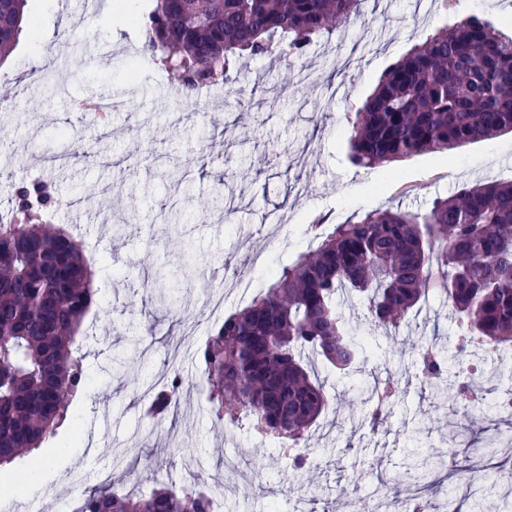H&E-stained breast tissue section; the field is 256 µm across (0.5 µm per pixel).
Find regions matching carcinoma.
Returning a JSON list of instances; mask_svg holds the SVG:
<instances>
[{
	"mask_svg": "<svg viewBox=\"0 0 512 512\" xmlns=\"http://www.w3.org/2000/svg\"><path fill=\"white\" fill-rule=\"evenodd\" d=\"M363 3L153 0L135 22L152 56L220 71V84L245 55L292 65L313 42L362 20ZM26 5L0 0V62L18 43ZM504 132H512V35L473 16L392 64L344 135L351 163L370 168ZM68 155L92 156L78 132ZM49 200L43 183H23L9 221H0V465L54 437L87 385L76 337L93 303L91 272L80 240L47 224ZM312 229L318 245L271 273L196 354L214 416H243L256 431L292 441L296 468L307 465L302 446L330 408L314 360L351 375L363 360L360 327L398 330L426 299L431 271L463 335L492 350L512 345V181L465 186L423 215L375 210ZM186 275L184 266L158 280L177 288ZM340 295L362 301L356 317L345 316ZM423 371L435 390L447 368L435 352ZM182 387L177 372L155 386L149 412H175ZM76 512H211V502L199 482L140 494L104 483Z\"/></svg>",
	"mask_w": 512,
	"mask_h": 512,
	"instance_id": "obj_1",
	"label": "carcinoma"
}]
</instances>
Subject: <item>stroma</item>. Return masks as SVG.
I'll use <instances>...</instances> for the list:
<instances>
[{"label": "stroma", "instance_id": "1", "mask_svg": "<svg viewBox=\"0 0 512 512\" xmlns=\"http://www.w3.org/2000/svg\"><path fill=\"white\" fill-rule=\"evenodd\" d=\"M364 8L380 24L340 29L290 66L245 61L195 112L144 52L138 29L83 26L79 0H28L26 17L38 20L39 35L22 32L0 64V93L16 94L13 111L0 112V212L14 205L24 171L38 167L56 224L81 225L94 237L108 219L112 234L79 334L88 388L74 399L67 429L40 449L43 463L27 493L15 478L27 458L0 472V512H74L88 486L98 485L115 443L139 444L179 486L190 481L182 448L200 449L209 483L224 490V512H340L337 486L372 495L378 479L399 473L414 442L454 496H464L458 468L470 456L447 440L467 404L451 393L434 398L415 377L416 354L430 344L447 354L449 372L459 366L456 318L436 295L399 332L373 334L361 383L380 373L403 377L397 406L379 427H370L351 383L319 366L333 404L308 439L318 459L313 473L292 467L248 421H215L193 390L204 381L193 358L182 364L187 386L177 421L145 417L137 398L144 383L167 375L181 321L203 308L208 283L235 274L260 291L269 271L306 249V229L320 216L341 224L379 208L422 214L459 185L512 180V133L370 169L350 163L343 135L349 112L418 39L473 15L510 29L512 0H456L446 12L437 0H366ZM87 41L108 45L110 54L86 56ZM344 82L354 86L350 99L328 93ZM229 113L234 122H226ZM76 131L96 160L42 167ZM213 141L223 142L222 155H210ZM258 254L267 266L254 265ZM189 260L197 278L180 288L176 307L140 289L157 268ZM104 416L112 419L111 440L90 439L91 421ZM506 430L512 418L487 402L471 433L489 441L486 456L497 460L512 456V444L495 439Z\"/></svg>", "mask_w": 512, "mask_h": 512}]
</instances>
